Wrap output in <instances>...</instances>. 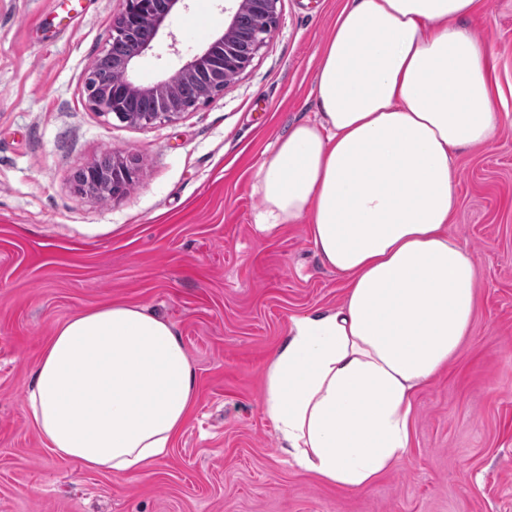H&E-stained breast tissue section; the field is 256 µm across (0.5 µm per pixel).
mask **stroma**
<instances>
[{
	"label": "stroma",
	"instance_id": "1",
	"mask_svg": "<svg viewBox=\"0 0 512 512\" xmlns=\"http://www.w3.org/2000/svg\"><path fill=\"white\" fill-rule=\"evenodd\" d=\"M346 0H281L250 67L194 111L148 126L92 112L83 92L122 0H0V512H512V0L467 26L494 53L506 117L461 154L450 235L479 273L475 323L414 396L403 459L370 487L321 483L281 452L262 372L291 317L339 305L305 225L259 233L254 175L278 136L318 110L319 51ZM224 0H191L136 64L171 73L224 25ZM133 159L117 198L73 174ZM124 302L165 318L195 368L192 417L144 476L52 456L22 410L31 369L75 313Z\"/></svg>",
	"mask_w": 512,
	"mask_h": 512
}]
</instances>
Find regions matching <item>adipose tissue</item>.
I'll return each instance as SVG.
<instances>
[{"label": "adipose tissue", "instance_id": "1", "mask_svg": "<svg viewBox=\"0 0 512 512\" xmlns=\"http://www.w3.org/2000/svg\"><path fill=\"white\" fill-rule=\"evenodd\" d=\"M480 7L347 0L322 48L316 121L291 125L257 171V230L306 223L323 265L346 281L339 308L291 317L263 370L282 450L342 490L398 464L416 391L473 329L477 267L448 226L458 154L502 123L492 51L466 26ZM196 398L171 324L113 303L58 326L23 408L57 457L136 476L168 455Z\"/></svg>", "mask_w": 512, "mask_h": 512}]
</instances>
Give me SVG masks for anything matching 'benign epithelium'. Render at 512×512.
Segmentation results:
<instances>
[{
	"label": "benign epithelium",
	"mask_w": 512,
	"mask_h": 512,
	"mask_svg": "<svg viewBox=\"0 0 512 512\" xmlns=\"http://www.w3.org/2000/svg\"><path fill=\"white\" fill-rule=\"evenodd\" d=\"M184 2L186 0H163L162 8L155 12L153 0H123L109 40L133 41L135 46L129 53L115 59L113 69L119 73L116 84L100 88L95 72H88L87 102L92 111L113 116L131 126L168 121L192 112L220 95L228 79L241 74L252 64L279 21V0H234V6L224 18V29L171 75L151 84L133 80L131 71L136 58L151 49L153 44L151 40H135L141 19L151 16L153 37L156 38L165 22ZM131 96L150 100L151 110L124 109V101ZM84 172L87 182L78 185V189L100 197L123 193L136 174L132 161L114 157L110 158L108 165L95 162L85 167Z\"/></svg>",
	"instance_id": "1"
}]
</instances>
